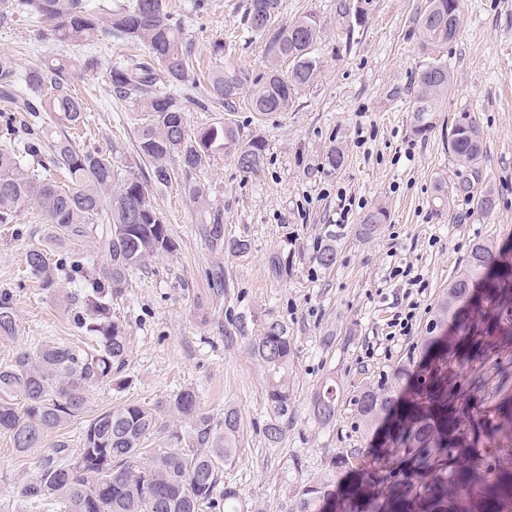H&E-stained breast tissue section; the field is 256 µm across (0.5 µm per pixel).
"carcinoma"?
Masks as SVG:
<instances>
[{
  "instance_id": "carcinoma-1",
  "label": "carcinoma",
  "mask_w": 512,
  "mask_h": 512,
  "mask_svg": "<svg viewBox=\"0 0 512 512\" xmlns=\"http://www.w3.org/2000/svg\"><path fill=\"white\" fill-rule=\"evenodd\" d=\"M421 16L422 46L448 43L460 23L459 0H428ZM281 0H250L246 28L266 40L269 66L255 75L234 71L212 73L207 95L224 101L235 111V100L248 93L253 111L262 115L284 112L298 89L314 80L320 61L316 55L317 21L311 14L287 25L277 23ZM24 12L49 26L60 46L86 45L107 25L111 34L137 40L147 49L146 61L116 62L108 73L110 91L119 99L139 103L150 113V123L137 137V151L151 167L150 178L128 177L112 190L118 173L112 156L80 148L68 136L51 142L39 133L34 121L49 112L70 126L84 123L86 104L69 92L74 79L84 75L93 61L59 54L47 64L21 74L14 60L0 55V96L10 104L0 117V224H12L25 208L36 211L49 225L56 241L93 238L107 264L98 277L86 279L84 269L91 256L65 253L50 264L47 251L35 247L26 254V271L42 289L57 287L66 271L79 284L71 294L75 328L93 337L92 344H65L45 340L35 347H21L9 364L0 366V433L8 435L17 454L38 455L36 474L18 491L31 509L60 502L64 512H199L205 503L222 512H242V494L224 485L220 500L213 493L221 485L224 469L232 466L242 430L239 413L224 410L215 421L199 411L196 392L185 388L155 405L127 402L100 411L89 419L72 450L71 441L60 437L45 445L51 434L65 430L75 418L88 412L89 391L112 384L125 361L127 336L112 316V296L127 277L147 264L172 243L149 198V186L167 185L175 176L171 160L177 156L186 169L198 168L215 148L237 161L242 171H257L264 160L259 140L240 142L237 128L226 122L211 126L192 139L184 126V102L195 87L192 47L168 0H124L92 5L89 0H0V18ZM288 60L284 72L279 63ZM448 65L427 63L414 80L411 125L422 135L435 128L439 101L448 89ZM483 132L476 118L457 120L448 134V153L457 165L469 169L471 178L450 187L440 181L438 200L463 195L479 210L494 201L479 192V162ZM62 169L69 185L61 186L41 172ZM190 196L204 212L200 234L215 251L243 254L250 249L245 239H224L221 214L209 210L203 190L194 186ZM99 219L102 225L92 223ZM387 220L378 206L359 224V234L371 236ZM498 254L485 243H475L434 310L426 344L437 346L439 333L450 320H458L460 304L469 301L470 288L484 283L497 306L488 312V332L512 334V271H496ZM471 344L458 368L441 357L419 381L417 401L404 406L399 392L405 373L394 370L384 382H370L353 401L360 425L369 427L381 419L399 416L382 448L379 470L363 475L343 500L338 512H512V357L499 344L460 325ZM13 298L0 293V340L18 336ZM250 348L265 370L268 419L265 438L279 445L294 415L290 394L291 337L278 320L266 322ZM497 355L486 368L490 354ZM468 370L466 383L460 372ZM492 400L493 416L485 426L481 404ZM339 395L336 381L323 382L311 400V411L321 425L336 418ZM177 419L181 427L166 421ZM164 435L159 448H145L151 435ZM490 447L485 470L458 463L467 449ZM336 505L327 483L302 487L290 500L289 512H327Z\"/></svg>"
}]
</instances>
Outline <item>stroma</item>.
<instances>
[{
  "mask_svg": "<svg viewBox=\"0 0 512 512\" xmlns=\"http://www.w3.org/2000/svg\"><path fill=\"white\" fill-rule=\"evenodd\" d=\"M192 3L171 0L193 47L198 89L224 65L248 75L262 71L265 43L243 29L247 0H209L202 13ZM336 3L282 0L281 23L311 13L319 26V71L287 111L262 117L242 100L228 114L216 100L202 107L186 102L189 135L231 120L241 141L263 142L264 163L247 173L218 151L204 166L152 187L150 200L169 224L174 246L113 296L112 312L128 343L122 383L89 393L94 413L123 402L166 401L187 387L213 419L236 409L243 432L224 480L240 488L245 507L260 512H288L305 484L325 481L340 489L376 470L371 448L378 435L357 422V391L400 366L419 372L432 310L475 242L492 245L512 264V0H460L455 38L431 49L419 35L427 0H346L345 19ZM217 41L231 47L229 59L213 55ZM61 52L97 62L73 83L87 120L70 131L49 120L41 134L52 140L66 133L77 146L111 155L120 176L147 175L150 166L135 144L150 117L135 102L111 96L107 80L113 60L143 57L145 47L105 32L92 45L63 48L35 19L17 14L0 21V55L11 56L18 70ZM433 58L447 61L451 83L435 129L418 135L411 126L413 82ZM463 112L484 132L481 186L494 199L486 211L460 195L444 208L435 199L438 179L453 185L467 174L447 150L448 130ZM334 145L345 154L337 169L326 162ZM193 186L204 188L211 208L222 214L225 238L248 240L247 253L210 249L198 231L202 215L189 196ZM342 195L353 206L340 224ZM379 203L388 220L362 237V217ZM47 233L28 209L14 223L0 224V291H12L20 326L16 342H0L2 366L16 346L78 339L66 298L72 284L60 282L52 295L25 272L27 251L43 244ZM331 233L336 264L327 269L316 255ZM407 312L412 327L403 336L394 321ZM270 318L287 326L293 343L295 415L275 448L263 433L264 373L249 346ZM330 378L340 388L339 405L333 423L321 425L311 400ZM343 455L352 456V467H332ZM33 472V458L19 456L0 433V512H18L17 488Z\"/></svg>",
  "mask_w": 512,
  "mask_h": 512,
  "instance_id": "1",
  "label": "stroma"
}]
</instances>
